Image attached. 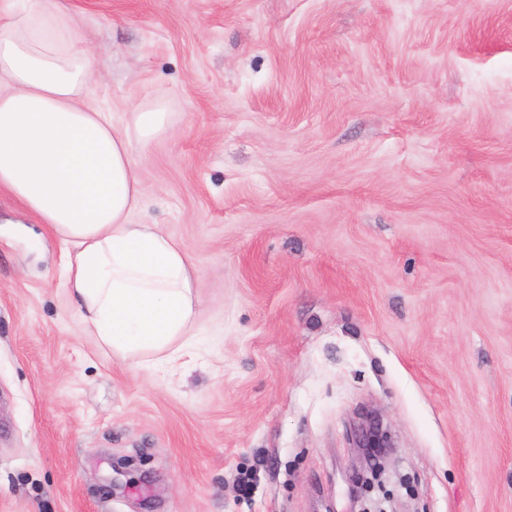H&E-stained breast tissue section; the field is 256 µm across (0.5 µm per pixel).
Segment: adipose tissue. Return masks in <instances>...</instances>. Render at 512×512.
Returning <instances> with one entry per match:
<instances>
[{"mask_svg": "<svg viewBox=\"0 0 512 512\" xmlns=\"http://www.w3.org/2000/svg\"><path fill=\"white\" fill-rule=\"evenodd\" d=\"M94 57L63 0H0V189L67 251L65 285L93 336L155 370L192 348L195 265L154 224L130 136L166 125L162 106L132 112V132L92 103Z\"/></svg>", "mask_w": 512, "mask_h": 512, "instance_id": "adipose-tissue-1", "label": "adipose tissue"}]
</instances>
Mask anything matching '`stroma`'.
<instances>
[{
	"instance_id": "1",
	"label": "stroma",
	"mask_w": 512,
	"mask_h": 512,
	"mask_svg": "<svg viewBox=\"0 0 512 512\" xmlns=\"http://www.w3.org/2000/svg\"><path fill=\"white\" fill-rule=\"evenodd\" d=\"M66 2L205 342L113 356L0 190V512H350L365 412L395 512H512V0ZM131 113V124L142 140L151 138L166 125L167 112L160 105L150 109H134Z\"/></svg>"
}]
</instances>
